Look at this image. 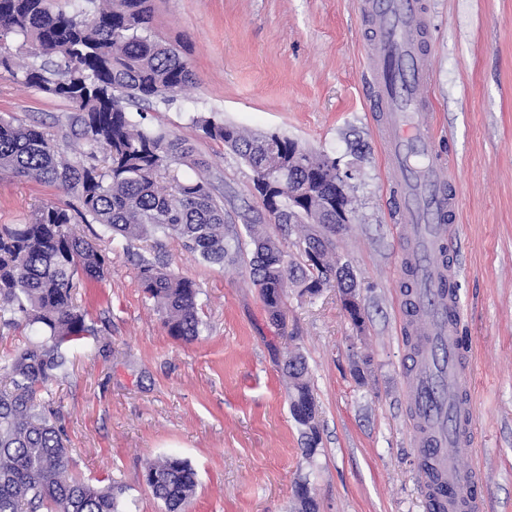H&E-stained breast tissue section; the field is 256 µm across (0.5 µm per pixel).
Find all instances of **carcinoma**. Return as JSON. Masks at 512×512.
Listing matches in <instances>:
<instances>
[{"instance_id":"cac0c4a2","label":"carcinoma","mask_w":512,"mask_h":512,"mask_svg":"<svg viewBox=\"0 0 512 512\" xmlns=\"http://www.w3.org/2000/svg\"><path fill=\"white\" fill-rule=\"evenodd\" d=\"M152 23L151 0H70L66 8L59 0H0V73L70 100V130L87 146L80 158L67 159L51 132L0 115V177H27L79 202L75 211L49 203L29 224L0 226V308L44 333L17 347L3 366L10 383L0 389V512H120L112 488L69 475L62 433L38 400L66 369L65 351L90 332L74 302L75 276L96 279L107 269L105 251L72 224H100L130 249L148 236L175 237L220 266L240 252L242 240L227 224L224 194L207 160L189 140L143 128L130 116V104H165L197 82L179 51L153 34ZM197 124L251 168L254 188L301 179L323 197L336 196V161L275 133L255 134L214 118ZM173 166L196 177H174L167 186L163 179ZM265 208L276 224L299 221L286 197L278 208ZM245 228L253 246L250 277L272 319H281L290 284L309 294L331 283L351 286L345 268H336V225H302L301 252L313 244L327 256L321 265L305 266L288 259L255 221ZM137 278L164 313L170 336L185 342L200 336L195 282L145 259ZM294 360L295 366L284 364L290 399L312 405L305 363ZM142 477L164 512H187L197 478L186 460L150 462Z\"/></svg>"}]
</instances>
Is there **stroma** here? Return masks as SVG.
<instances>
[{
    "label": "stroma",
    "mask_w": 512,
    "mask_h": 512,
    "mask_svg": "<svg viewBox=\"0 0 512 512\" xmlns=\"http://www.w3.org/2000/svg\"><path fill=\"white\" fill-rule=\"evenodd\" d=\"M359 0H153L156 36L198 83L150 106L146 126L192 141L224 187L230 224H263L302 261L297 229L281 230L230 149L202 138L197 117L284 135L336 159L351 175L352 220L336 253L353 276L364 323L338 288H288L285 322L272 321L247 259L212 266L174 238L122 239L99 224L77 230L107 253L102 279L77 277L91 331L41 397L64 433L70 474L119 490L122 512H162L141 480L148 462L175 455L197 472L189 512H295L308 481L319 512H428L409 431V346L398 272L405 243L389 163L365 87L369 37ZM434 81L431 121L458 197L454 260L458 332L474 373L476 445L460 455L484 474L483 512H512V0H429ZM66 100L0 76V114L46 128L67 157ZM55 187L0 179V224H26ZM163 262L199 288L204 331L168 335L145 297L137 258ZM307 366L320 443L306 454L283 365Z\"/></svg>",
    "instance_id": "stroma-1"
}]
</instances>
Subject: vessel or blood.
Returning <instances> with one entry per match:
<instances>
[{
  "mask_svg": "<svg viewBox=\"0 0 512 512\" xmlns=\"http://www.w3.org/2000/svg\"><path fill=\"white\" fill-rule=\"evenodd\" d=\"M423 10L422 0H363V17L375 21L367 88L374 111L388 115L382 144L392 170L422 191L417 200L406 191L396 199L415 222L414 238L422 251L409 269L402 299L433 326L419 346L423 369L411 382L414 442L419 448H470L475 444L473 375L467 350L456 341L459 268L448 258L445 227L455 212L456 194L445 189L446 162L436 150L434 127L423 119L432 107L425 46L416 38ZM419 477L430 512H481L479 469L460 471L438 457L420 461Z\"/></svg>",
  "mask_w": 512,
  "mask_h": 512,
  "instance_id": "b4317fda",
  "label": "vessel or blood"
}]
</instances>
